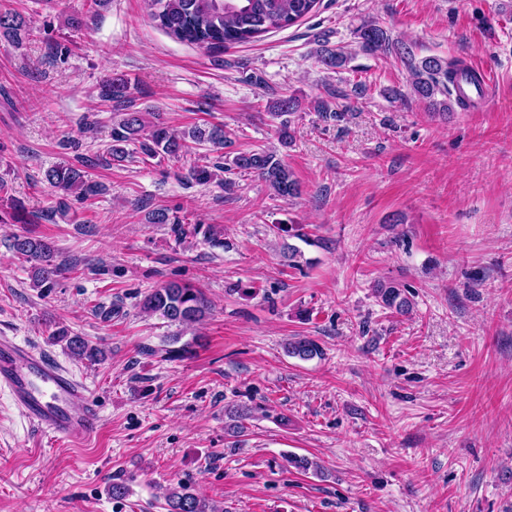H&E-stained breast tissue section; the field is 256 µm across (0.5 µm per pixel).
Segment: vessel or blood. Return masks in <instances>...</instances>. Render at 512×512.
Here are the masks:
<instances>
[{
    "label": "vessel or blood",
    "mask_w": 512,
    "mask_h": 512,
    "mask_svg": "<svg viewBox=\"0 0 512 512\" xmlns=\"http://www.w3.org/2000/svg\"><path fill=\"white\" fill-rule=\"evenodd\" d=\"M0 388L52 440L66 441L100 426V407L85 382L8 336H0Z\"/></svg>",
    "instance_id": "b4317fda"
}]
</instances>
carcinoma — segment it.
<instances>
[{"mask_svg": "<svg viewBox=\"0 0 512 512\" xmlns=\"http://www.w3.org/2000/svg\"><path fill=\"white\" fill-rule=\"evenodd\" d=\"M320 0H146L147 13L158 27L181 42L219 51L226 44L249 43L262 35L287 28L315 13ZM0 34L11 43L20 45L30 35L27 21L17 14L0 10ZM361 47L370 52L396 53L406 57L411 93L426 104L434 115L447 117L451 103L467 109L474 102L461 95L459 81L464 79L482 88V76L466 67L461 60L448 61L438 56H428L420 61L407 56L403 43L395 41L383 27L370 24L360 31ZM128 81L115 76L101 84L99 98L117 104L128 102ZM443 96L437 100L436 96ZM112 144L108 154L115 162H124L139 153L149 159L176 157L193 145L207 146L218 153L217 161L196 165L187 178L198 184H207L216 172L234 170L250 172L261 178L274 194L286 201L300 194V184L288 164L265 148L238 152L232 159H224V128L220 126H191L175 133L160 116L149 121L144 113L123 111L117 108L112 117ZM48 184L83 201L102 191V186L88 178L86 171L59 164L45 172ZM153 224H170L175 235L185 238L197 235L195 225L182 223L178 217H169L158 211L151 217ZM10 248L33 269L36 288L50 289L63 273L64 266L56 262L51 243L34 239L29 234L14 233ZM380 303L399 314L411 308L406 290L392 283H380L375 288ZM144 313H159L174 323L183 325L201 321L209 313L203 294L186 284L171 281L150 290L139 303ZM51 339L63 342L67 350L79 359L91 362L104 360L106 352L91 345L79 336H70L65 329L56 330ZM290 356L311 359L321 354L319 345L312 339L296 337L285 345ZM167 512H223L217 505L196 494L188 482L180 481L166 490L164 495Z\"/></svg>", "mask_w": 512, "mask_h": 512, "instance_id": "obj_1", "label": "carcinoma"}]
</instances>
